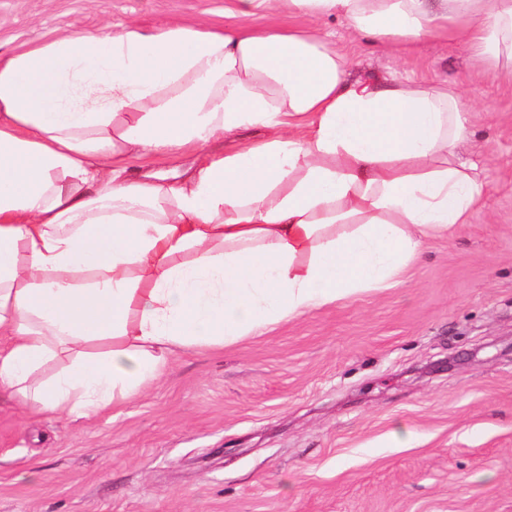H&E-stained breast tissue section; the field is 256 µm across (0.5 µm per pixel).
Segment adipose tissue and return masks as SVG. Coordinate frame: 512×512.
<instances>
[{
    "instance_id": "ef3b65f1",
    "label": "adipose tissue",
    "mask_w": 512,
    "mask_h": 512,
    "mask_svg": "<svg viewBox=\"0 0 512 512\" xmlns=\"http://www.w3.org/2000/svg\"><path fill=\"white\" fill-rule=\"evenodd\" d=\"M274 4L386 46L445 32L512 76V0H233L234 27L129 24L0 58V394L42 416L121 405L177 350L394 287L469 223L484 185L455 160L461 93L351 80L313 33L249 25ZM147 151L194 161L130 175Z\"/></svg>"
}]
</instances>
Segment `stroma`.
<instances>
[{"mask_svg":"<svg viewBox=\"0 0 512 512\" xmlns=\"http://www.w3.org/2000/svg\"><path fill=\"white\" fill-rule=\"evenodd\" d=\"M231 0H0V57L59 34L235 24ZM311 29L353 79L456 85L482 206L394 288L170 358L126 404L34 417L0 397V512H512V79L448 35Z\"/></svg>","mask_w":512,"mask_h":512,"instance_id":"obj_1","label":"stroma"}]
</instances>
